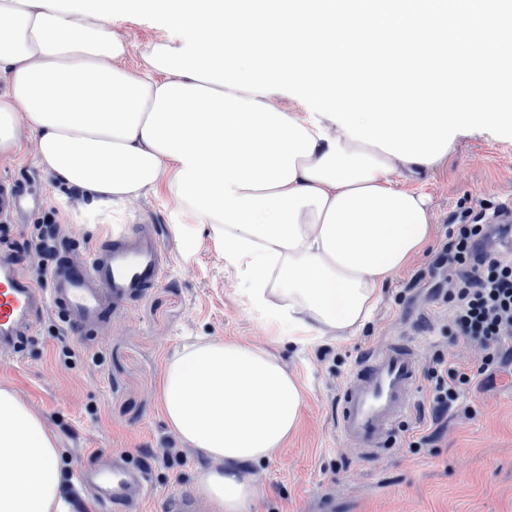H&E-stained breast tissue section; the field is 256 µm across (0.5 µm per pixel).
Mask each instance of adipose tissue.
<instances>
[{"label": "adipose tissue", "instance_id": "1", "mask_svg": "<svg viewBox=\"0 0 512 512\" xmlns=\"http://www.w3.org/2000/svg\"><path fill=\"white\" fill-rule=\"evenodd\" d=\"M126 38L76 12L0 0V153L26 123L40 159L95 204L129 201L166 182L191 223L250 283V296L290 341L357 335L383 286L430 243L432 198L405 187L422 171L350 138L331 120L259 95L126 66ZM389 165L344 187L305 177L331 139ZM305 392L273 356L237 341L193 344L167 361L160 411L182 441L215 460L196 490L213 512H245L260 489L246 465L274 456L301 422ZM0 512H60L55 438L0 389Z\"/></svg>", "mask_w": 512, "mask_h": 512}]
</instances>
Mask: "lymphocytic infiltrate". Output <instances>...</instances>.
Returning <instances> with one entry per match:
<instances>
[{"label": "lymphocytic infiltrate", "mask_w": 512, "mask_h": 512, "mask_svg": "<svg viewBox=\"0 0 512 512\" xmlns=\"http://www.w3.org/2000/svg\"><path fill=\"white\" fill-rule=\"evenodd\" d=\"M501 208L478 213L469 224H451L436 252L429 286L448 308V332L481 350L476 369L434 354L427 372L428 403L435 418L456 405L475 375L500 371L512 353V225L502 223ZM60 224H39L29 239L37 284L50 277L49 256L63 239Z\"/></svg>", "instance_id": "lymphocytic-infiltrate-1"}]
</instances>
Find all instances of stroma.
<instances>
[{"mask_svg":"<svg viewBox=\"0 0 512 512\" xmlns=\"http://www.w3.org/2000/svg\"><path fill=\"white\" fill-rule=\"evenodd\" d=\"M131 45L128 62L170 39V32L135 17L115 18ZM17 152L0 154V180L25 198L19 223L0 237V252H17L28 228L52 217L74 228L59 257L85 260L110 233L155 225L169 256L163 282L127 303L110 325L85 337L59 340V317L41 316L19 349L0 353V388L13 391L56 439L66 512H101L78 489L79 468L93 457L120 453L150 473L138 512H164L173 495L195 496L196 477L211 460L187 448L184 463L166 467L162 454L177 438L160 413V374L185 344L233 339L265 349L295 374L306 391L297 433L269 460L249 470L261 494L247 512H310L315 496L336 493V512H512V359L504 372L475 379L447 418L434 422L425 395L399 427L382 458L367 463L334 436L343 379L362 353L388 340L414 341L422 364L434 352L464 367L477 365L476 346L449 336L446 312L416 280L428 279L446 225L471 210L512 198V138L474 130L459 136L448 157L420 174L433 198L432 245L382 291L371 321L355 336L299 346L273 341L262 315L246 299V281L224 265L207 233L186 247L172 229L176 200L166 187L90 208L88 197L58 184L41 164L36 138L18 130ZM434 434L428 447L409 441Z\"/></svg>","mask_w":512,"mask_h":512,"instance_id":"35a3bbf8","label":"stroma"}]
</instances>
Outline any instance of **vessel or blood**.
Masks as SVG:
<instances>
[{"label": "vessel or blood", "instance_id": "vessel-or-blood-1", "mask_svg": "<svg viewBox=\"0 0 512 512\" xmlns=\"http://www.w3.org/2000/svg\"><path fill=\"white\" fill-rule=\"evenodd\" d=\"M167 264L159 236L145 224L112 234L85 262L59 260L46 288L20 272L16 257H1L0 350L16 347L48 305L60 310L73 335L89 334L111 321L113 306L157 286ZM420 371L419 351L407 341L391 340L366 351L338 395L337 439L355 447L365 461L381 458L415 401ZM79 482L104 512H134L148 471L116 456L108 465L98 460L85 464Z\"/></svg>", "mask_w": 512, "mask_h": 512}]
</instances>
